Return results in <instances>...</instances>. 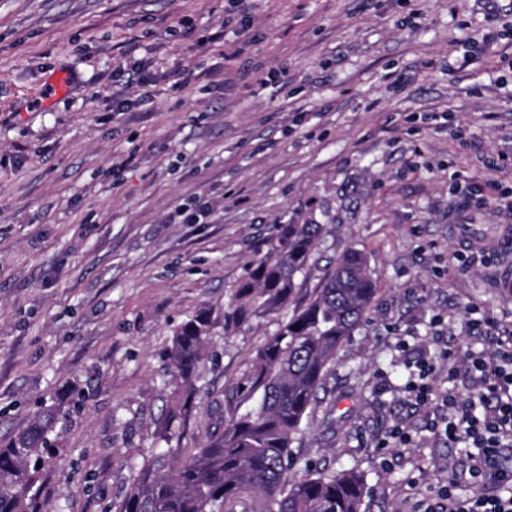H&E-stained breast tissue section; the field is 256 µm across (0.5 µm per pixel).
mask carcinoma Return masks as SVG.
I'll use <instances>...</instances> for the list:
<instances>
[{
	"label": "carcinoma",
	"mask_w": 512,
	"mask_h": 512,
	"mask_svg": "<svg viewBox=\"0 0 512 512\" xmlns=\"http://www.w3.org/2000/svg\"><path fill=\"white\" fill-rule=\"evenodd\" d=\"M323 225L294 220L277 224L248 263L234 301L224 311L229 330L255 316L279 314L278 329L252 358L250 374L235 387L244 412L231 410L221 429L194 452L177 446L181 425L197 396L199 368L209 360L211 310L199 309L173 333L168 404L156 421L157 449L131 468L115 512H235L250 497L256 512H361L362 475L352 470L296 473L293 445L316 404L322 381L339 348L362 324L375 293L363 256L336 258L321 287L296 299L299 281L311 272ZM78 391H59L19 432L0 443V512H33L59 416L69 413Z\"/></svg>",
	"instance_id": "carcinoma-1"
}]
</instances>
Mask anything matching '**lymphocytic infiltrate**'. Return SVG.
I'll list each match as a JSON object with an SVG mask.
<instances>
[{"label":"lymphocytic infiltrate","instance_id":"obj_1","mask_svg":"<svg viewBox=\"0 0 512 512\" xmlns=\"http://www.w3.org/2000/svg\"><path fill=\"white\" fill-rule=\"evenodd\" d=\"M475 328L492 335L491 350L453 362L449 371L469 378L467 397L449 393L436 396L432 386L435 367L414 360L415 373L408 387L415 405L440 402L444 415L432 419L431 432L449 441L471 443L470 474L483 494L463 498L453 485L442 486L424 512H512V468H504L500 451L512 447V332H502L498 321L487 314L474 320Z\"/></svg>","mask_w":512,"mask_h":512}]
</instances>
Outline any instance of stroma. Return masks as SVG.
Masks as SVG:
<instances>
[{"label":"stroma","instance_id":"1","mask_svg":"<svg viewBox=\"0 0 512 512\" xmlns=\"http://www.w3.org/2000/svg\"><path fill=\"white\" fill-rule=\"evenodd\" d=\"M497 4L246 0L238 28L231 0H0V438L58 389L86 394L35 512H112L154 446L172 331L204 305L212 357L181 446L208 441L278 328L225 333L224 309L259 240L299 215L325 227L299 297L349 249L377 286L303 422L301 464L364 474L363 512H419L451 479L473 494L470 448L408 402L399 343L463 396L443 353L487 348L471 308L512 329L459 210L484 190L493 228L512 191V0ZM400 420L407 447L387 441Z\"/></svg>","mask_w":512,"mask_h":512}]
</instances>
